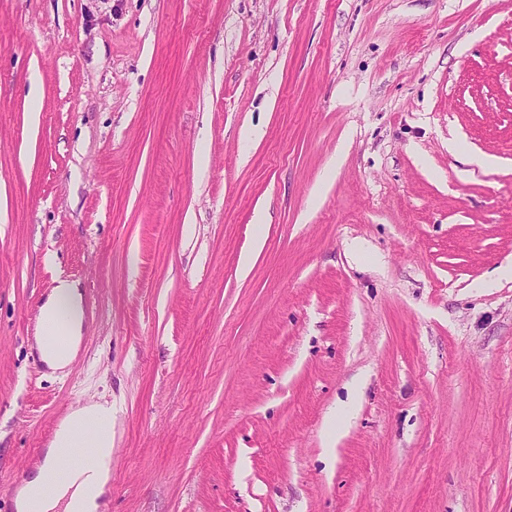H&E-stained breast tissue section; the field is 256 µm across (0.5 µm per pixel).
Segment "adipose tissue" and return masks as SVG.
Returning <instances> with one entry per match:
<instances>
[{
	"instance_id": "1",
	"label": "adipose tissue",
	"mask_w": 512,
	"mask_h": 512,
	"mask_svg": "<svg viewBox=\"0 0 512 512\" xmlns=\"http://www.w3.org/2000/svg\"><path fill=\"white\" fill-rule=\"evenodd\" d=\"M83 292L77 281L57 277L47 300L38 309L35 346L53 369L75 358L82 336ZM96 449L97 465L70 472L53 493L43 491L48 470L58 463V450L75 444ZM112 404L95 402L78 407L57 427L42 466L20 489L19 512H97L111 480Z\"/></svg>"
}]
</instances>
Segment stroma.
Returning a JSON list of instances; mask_svg holds the SVG:
<instances>
[{
  "mask_svg": "<svg viewBox=\"0 0 512 512\" xmlns=\"http://www.w3.org/2000/svg\"><path fill=\"white\" fill-rule=\"evenodd\" d=\"M506 265L512 0H0V512L99 398L103 512H512ZM47 300L38 309L36 318L35 346L41 358L54 370H62L75 358L82 336L83 292L80 284L69 278L55 279ZM66 336V345L52 347L46 336L54 328Z\"/></svg>",
  "mask_w": 512,
  "mask_h": 512,
  "instance_id": "1",
  "label": "stroma"
}]
</instances>
